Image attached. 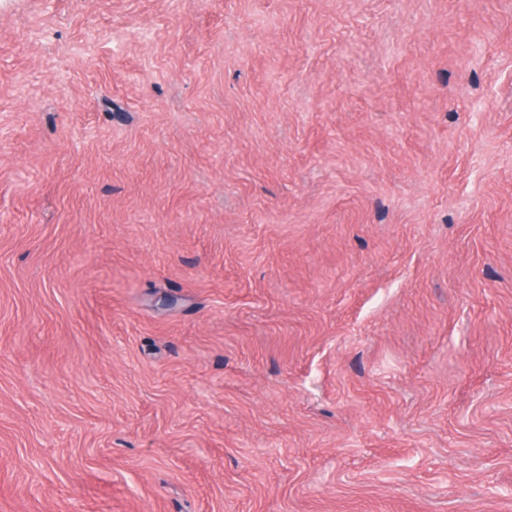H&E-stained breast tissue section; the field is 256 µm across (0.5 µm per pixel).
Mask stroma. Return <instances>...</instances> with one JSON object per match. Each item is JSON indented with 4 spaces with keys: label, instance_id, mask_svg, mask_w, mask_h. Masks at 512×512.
Wrapping results in <instances>:
<instances>
[{
    "label": "stroma",
    "instance_id": "1",
    "mask_svg": "<svg viewBox=\"0 0 512 512\" xmlns=\"http://www.w3.org/2000/svg\"><path fill=\"white\" fill-rule=\"evenodd\" d=\"M0 512H512V0H0Z\"/></svg>",
    "mask_w": 512,
    "mask_h": 512
}]
</instances>
